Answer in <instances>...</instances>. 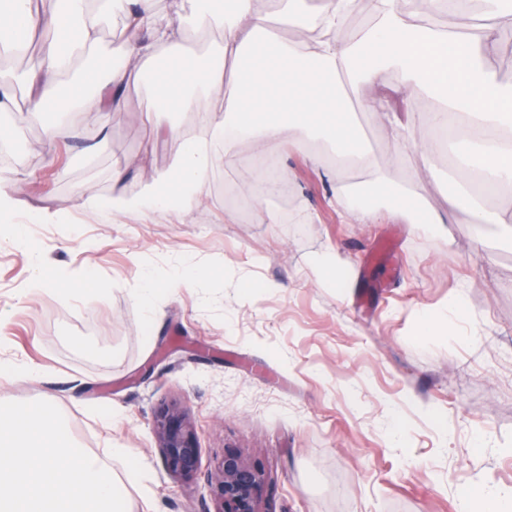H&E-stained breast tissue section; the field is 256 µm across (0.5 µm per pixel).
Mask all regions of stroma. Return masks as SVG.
Listing matches in <instances>:
<instances>
[{
  "instance_id": "35a3bbf8",
  "label": "stroma",
  "mask_w": 512,
  "mask_h": 512,
  "mask_svg": "<svg viewBox=\"0 0 512 512\" xmlns=\"http://www.w3.org/2000/svg\"><path fill=\"white\" fill-rule=\"evenodd\" d=\"M151 99L148 84L130 85L102 133L72 116L75 135L51 162L41 127L0 118L20 172L16 193L27 207L72 218L20 216L25 234L60 277L82 273L110 291L104 304L26 297L29 255L0 247V362L39 370L0 379V400H50L74 443L114 471L124 463L110 449H130L146 472L144 491L128 492L133 512L146 496L153 512H212L228 448L262 469L263 512H457L462 492L512 488V236L493 225L474 235L465 212L432 227L385 213L358 221L332 190L340 180L372 192L381 169L417 202L444 209L456 186L448 154L420 142L396 153L358 91L351 105L374 166H315L322 143L301 151L298 133L282 128L275 170L285 200L253 203L249 222L226 220L210 187L187 213L80 212L77 194L111 192L113 167L126 170L134 196L186 147L182 138L155 145ZM258 148L235 142L215 171L255 194ZM284 203L296 222L269 223ZM389 236L392 257L372 262ZM331 250L340 263L325 276L312 261ZM182 270L197 273L195 286L161 291L147 317L134 288ZM461 291L462 320L445 310ZM425 316L435 336H419ZM172 404L201 448L189 482L166 471L153 429L156 411Z\"/></svg>"
}]
</instances>
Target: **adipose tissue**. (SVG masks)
Returning a JSON list of instances; mask_svg holds the SVG:
<instances>
[{
	"label": "adipose tissue",
	"mask_w": 512,
	"mask_h": 512,
	"mask_svg": "<svg viewBox=\"0 0 512 512\" xmlns=\"http://www.w3.org/2000/svg\"><path fill=\"white\" fill-rule=\"evenodd\" d=\"M257 2L229 0L228 8L220 9L216 0H170L162 9L157 0H56L53 9L42 13L35 10V0H0L1 51H22L24 34L33 28L51 33L24 76L0 68V114L20 108L38 116L50 99L62 96L63 115L81 112L103 120L123 111L125 91L137 79L150 82L162 99L161 111L193 114L199 110L197 89L224 82V112L203 118L205 138L191 141L166 170L148 177L136 196L125 192L124 169L113 168L109 195L80 197V209L90 214L190 211L200 203L214 160L232 140L258 138L271 149L285 125L323 143L337 165L370 164L345 98L324 87L329 78L347 81L353 89L374 88L369 110L396 137L400 151L420 123L410 107L415 91L431 93L439 106L421 124L464 144L457 156L461 174L478 172L490 195L512 188V83L501 81L485 64L503 33H512V6H504L503 0H427L435 13L465 16L477 6L486 10L488 24L469 39L436 25L413 24L418 0H365L373 22L346 40L342 30L356 0H323L315 12L309 0H274L269 11ZM117 13L125 18L127 39L120 53L108 56L101 48L100 29ZM189 18L197 26L221 29L216 53L185 49ZM274 21L297 30L298 40L270 41ZM388 69L397 70L399 80L386 89L381 75ZM16 175L14 168L0 167V245L30 249L17 222L19 213L33 224H64L68 217L47 209L26 210L14 192ZM375 189L386 210L409 224L453 221L458 212L477 209L481 223L512 232L511 207L482 209L480 197L470 192L449 195L443 215L412 201L385 177H377ZM30 251L28 293L61 289L80 297L89 292L96 302H107V290H88L81 276L58 280L46 271L39 251Z\"/></svg>",
	"instance_id": "adipose-tissue-1"
}]
</instances>
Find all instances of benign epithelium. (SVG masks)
<instances>
[{
    "instance_id": "1",
    "label": "benign epithelium",
    "mask_w": 512,
    "mask_h": 512,
    "mask_svg": "<svg viewBox=\"0 0 512 512\" xmlns=\"http://www.w3.org/2000/svg\"><path fill=\"white\" fill-rule=\"evenodd\" d=\"M153 426L167 471L181 480L196 476L200 448L196 430L186 414L175 406H163L157 410ZM263 490L261 469L238 451L225 450L212 485L217 506L214 512H261Z\"/></svg>"
}]
</instances>
